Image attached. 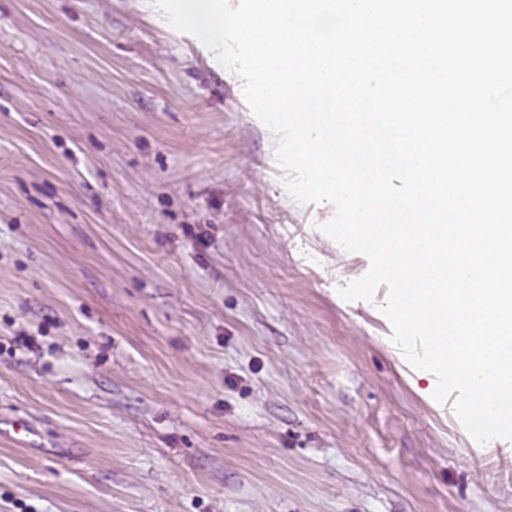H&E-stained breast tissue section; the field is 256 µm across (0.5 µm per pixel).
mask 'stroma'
<instances>
[{"label":"stroma","instance_id":"obj_1","mask_svg":"<svg viewBox=\"0 0 512 512\" xmlns=\"http://www.w3.org/2000/svg\"><path fill=\"white\" fill-rule=\"evenodd\" d=\"M276 144L155 0H0V512H512Z\"/></svg>","mask_w":512,"mask_h":512}]
</instances>
